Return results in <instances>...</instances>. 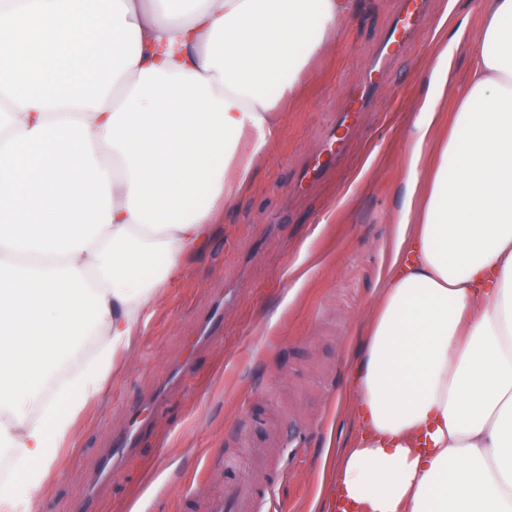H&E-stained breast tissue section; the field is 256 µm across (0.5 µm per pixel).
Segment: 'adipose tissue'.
<instances>
[{
    "instance_id": "1",
    "label": "adipose tissue",
    "mask_w": 512,
    "mask_h": 512,
    "mask_svg": "<svg viewBox=\"0 0 512 512\" xmlns=\"http://www.w3.org/2000/svg\"><path fill=\"white\" fill-rule=\"evenodd\" d=\"M355 0H0V447L41 490ZM416 120L340 512H512V0ZM94 350L58 383L54 366Z\"/></svg>"
}]
</instances>
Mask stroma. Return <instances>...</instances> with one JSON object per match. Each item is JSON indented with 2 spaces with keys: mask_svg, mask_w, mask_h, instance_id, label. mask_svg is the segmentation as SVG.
I'll return each instance as SVG.
<instances>
[{
  "mask_svg": "<svg viewBox=\"0 0 512 512\" xmlns=\"http://www.w3.org/2000/svg\"><path fill=\"white\" fill-rule=\"evenodd\" d=\"M435 23L382 76L375 103L342 134L344 155L313 183L325 139L351 107L349 90L377 54L400 0H358L355 13L280 102L277 135L203 251L161 288L120 368L89 396L75 439L21 512H207L224 490V459L267 482L271 512H313L325 501L324 459L359 432L351 364L380 299L407 196L413 124L436 55L450 49L449 88L463 86L479 49L482 0H429ZM219 317V342L202 340ZM150 422L136 448L97 476L133 414Z\"/></svg>",
  "mask_w": 512,
  "mask_h": 512,
  "instance_id": "obj_1",
  "label": "stroma"
}]
</instances>
